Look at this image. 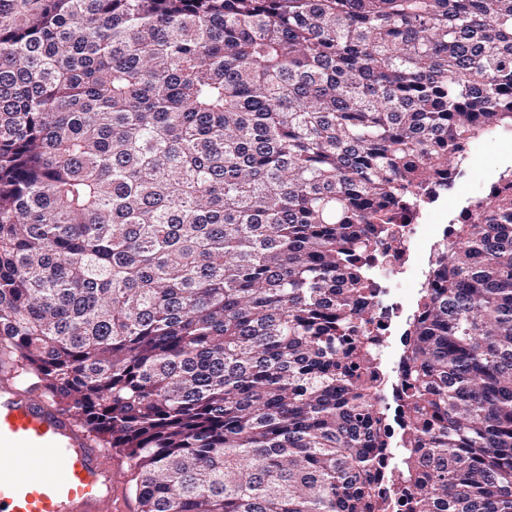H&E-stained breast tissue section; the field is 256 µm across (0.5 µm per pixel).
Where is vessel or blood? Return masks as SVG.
<instances>
[{"label": "vessel or blood", "mask_w": 512, "mask_h": 512, "mask_svg": "<svg viewBox=\"0 0 512 512\" xmlns=\"http://www.w3.org/2000/svg\"><path fill=\"white\" fill-rule=\"evenodd\" d=\"M102 454L64 414L0 387V512H102L112 486Z\"/></svg>", "instance_id": "obj_1"}]
</instances>
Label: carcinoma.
Masks as SVG:
<instances>
[{
	"instance_id": "obj_1",
	"label": "carcinoma",
	"mask_w": 512,
	"mask_h": 512,
	"mask_svg": "<svg viewBox=\"0 0 512 512\" xmlns=\"http://www.w3.org/2000/svg\"><path fill=\"white\" fill-rule=\"evenodd\" d=\"M512 127V0H0V373L140 512H512V196L458 226L400 373L375 254ZM372 355L377 366L380 367L379 373L382 379L379 404L387 408L392 405L394 397L398 395L395 380L402 366L408 362L407 357L410 353L400 341L399 346L394 347L391 342L383 339L374 346Z\"/></svg>"
}]
</instances>
